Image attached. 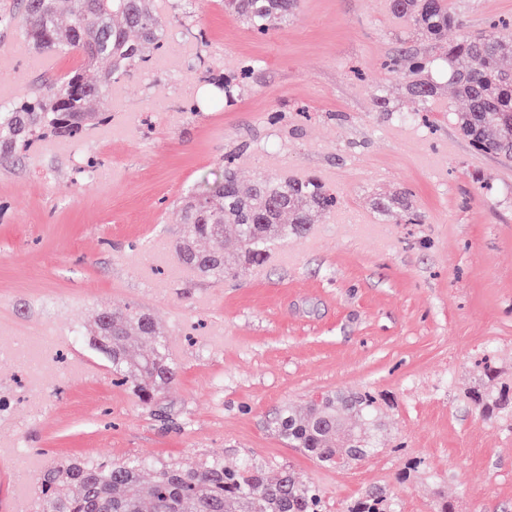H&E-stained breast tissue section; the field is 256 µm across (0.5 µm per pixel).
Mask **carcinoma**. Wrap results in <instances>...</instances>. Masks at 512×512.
<instances>
[{
  "mask_svg": "<svg viewBox=\"0 0 512 512\" xmlns=\"http://www.w3.org/2000/svg\"><path fill=\"white\" fill-rule=\"evenodd\" d=\"M20 0L10 9L26 41L44 52L76 53L80 65L48 89L0 108V160L16 157L38 134L77 141L105 120L111 108L109 89L127 68L145 64L167 42L166 28L152 0ZM393 15L426 39L436 56L424 59L409 50L400 54L395 74L422 111H429L439 86L433 72L448 77L454 97L464 103L456 112L461 132L481 152L512 162V27H493L454 42L445 38L457 19L448 0H389ZM300 0H224V9L251 31L265 35L294 16ZM101 59L112 68L101 70ZM316 177L285 179L258 176L241 187L232 162L224 175L183 197L177 214L182 225L176 250L183 264L199 274L227 280L247 265L262 263L278 242L306 234L316 213L335 207ZM379 208L396 224H418L408 200L393 196ZM219 247L204 250L199 242ZM78 335L112 364L118 383L142 406L178 377V366L151 314L131 308L101 311ZM137 342L151 344L138 358ZM469 399L478 415L503 423L512 418V383L492 392L473 390ZM381 410L369 392L323 396L301 413L283 406L272 421L274 431L322 465H349L379 451ZM150 470L152 480H143ZM36 512H325L316 487L292 469L270 478L253 461L235 468L221 460L188 465L139 461L61 459L38 478ZM341 512H395L387 493L373 489L345 503Z\"/></svg>",
  "mask_w": 512,
  "mask_h": 512,
  "instance_id": "carcinoma-1",
  "label": "carcinoma"
}]
</instances>
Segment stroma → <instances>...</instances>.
<instances>
[{"instance_id":"1","label":"stroma","mask_w":512,"mask_h":512,"mask_svg":"<svg viewBox=\"0 0 512 512\" xmlns=\"http://www.w3.org/2000/svg\"><path fill=\"white\" fill-rule=\"evenodd\" d=\"M169 51L110 91L106 122L81 141L45 138L0 165V345L51 347L39 382L0 357V512L17 483L63 457L195 462L251 459L320 489L326 512L371 487L397 512H512V426L466 394L490 391L482 359L512 376V163L476 151L448 110L418 111L390 64L430 47L389 0H302L253 33L220 0H154ZM458 27L512 21V0H448ZM39 52L0 26V86L30 95L76 67H33ZM232 80L234 93L200 106ZM383 92L388 106L374 99ZM233 161L242 187L262 172L318 177L336 197L302 238L271 246L229 281L182 264L181 198ZM408 193L417 224L382 216ZM142 307L179 367L150 408L72 333L106 308ZM369 391L385 397L377 455L318 465L271 428L278 409ZM36 469H29L28 458ZM421 475L404 479L406 458Z\"/></svg>"}]
</instances>
